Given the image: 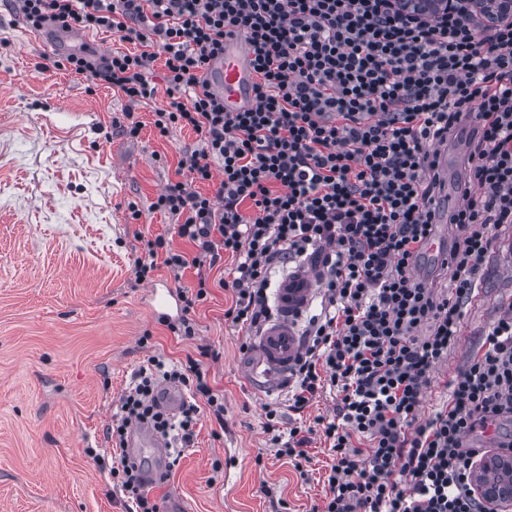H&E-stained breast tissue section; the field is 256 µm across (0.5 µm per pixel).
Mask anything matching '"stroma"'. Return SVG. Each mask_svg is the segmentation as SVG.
Listing matches in <instances>:
<instances>
[{"label":"stroma","instance_id":"stroma-1","mask_svg":"<svg viewBox=\"0 0 512 512\" xmlns=\"http://www.w3.org/2000/svg\"><path fill=\"white\" fill-rule=\"evenodd\" d=\"M165 68L155 62V100L131 105L106 83L56 69L33 30L0 0V512H125L113 487L107 428L132 374L156 356L199 360L224 418L202 411L189 447L168 459L148 488L163 503L179 495L188 512H320L332 457L312 442L295 470L267 445L266 408L289 389L249 381L242 336L224 320L232 302L221 282L231 258L210 272L209 294L191 317L192 337L175 335L152 310L150 285L194 287L195 269L158 266L138 281L144 243L165 236L193 253L170 215L149 206L177 180L188 128L159 136L156 103L166 101ZM143 128L122 134L127 111ZM137 204L141 219L130 217ZM503 260L491 259L484 285L464 311L461 336L434 369L425 412L447 397L482 333L512 296Z\"/></svg>","mask_w":512,"mask_h":512}]
</instances>
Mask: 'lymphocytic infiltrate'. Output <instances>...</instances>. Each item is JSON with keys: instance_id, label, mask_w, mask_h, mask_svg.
<instances>
[{"instance_id": "obj_1", "label": "lymphocytic infiltrate", "mask_w": 512, "mask_h": 512, "mask_svg": "<svg viewBox=\"0 0 512 512\" xmlns=\"http://www.w3.org/2000/svg\"><path fill=\"white\" fill-rule=\"evenodd\" d=\"M391 0H18L25 24L106 30L135 53L113 52L104 65L83 54L59 69L105 81L137 104L155 95L148 76L163 61L168 100L155 108L159 135L191 128L198 147L179 161L152 210L179 218L188 255L163 237L137 259L146 280L163 258L181 274L197 271L182 292L184 315L172 331L190 337L209 272L234 257L224 319L250 332L273 316L271 274L323 243L333 264L323 281L322 312L305 330L291 408L327 394L333 417L279 428L266 412L277 456L302 469L312 434L333 456L322 512H491L474 492L471 470L488 454L479 434L512 419V298L448 383L449 397L422 415L434 367L454 348L463 310L477 297L496 233L512 228V21L482 28L448 14L407 23ZM241 31L253 52L252 109L228 112L204 80L224 49L226 30ZM479 130L467 158L470 188L449 217L456 241L438 292L413 265L432 231L431 206L443 189L438 149L462 120ZM222 164L214 177L212 163ZM215 183L214 195L197 191ZM250 204L251 215L241 207ZM177 381L192 399L179 419L154 401L158 378ZM224 416V400L196 360L149 358L120 399L109 430L110 473L129 512H159L124 452L126 427L147 421L189 445L202 407ZM366 447H358V440Z\"/></svg>"}]
</instances>
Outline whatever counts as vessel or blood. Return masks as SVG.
<instances>
[{
	"instance_id": "vessel-or-blood-1",
	"label": "vessel or blood",
	"mask_w": 512,
	"mask_h": 512,
	"mask_svg": "<svg viewBox=\"0 0 512 512\" xmlns=\"http://www.w3.org/2000/svg\"><path fill=\"white\" fill-rule=\"evenodd\" d=\"M38 39L41 46L56 57L95 45L89 35L74 28L47 27L40 31ZM251 58L245 36L234 29L226 31L224 53L212 60L207 81L211 91L223 97L227 110L239 111L254 105L250 91ZM467 154L466 135L458 134L449 139L438 154L437 172L440 178H447L449 169L461 168ZM462 203V190L449 188L444 190L441 201L436 202L432 235L414 266L418 279H429L445 257L450 242L448 213L460 208ZM324 270V254L316 249L280 279L273 292L277 315L253 337L246 350L245 369L249 375L264 378L275 385L288 384L303 348L299 323L318 294ZM182 403L181 388L173 384L162 386L160 411L177 413ZM126 448L129 457L151 458L153 466L144 475L146 485L161 481L168 450L164 438L150 424L130 423Z\"/></svg>"
}]
</instances>
